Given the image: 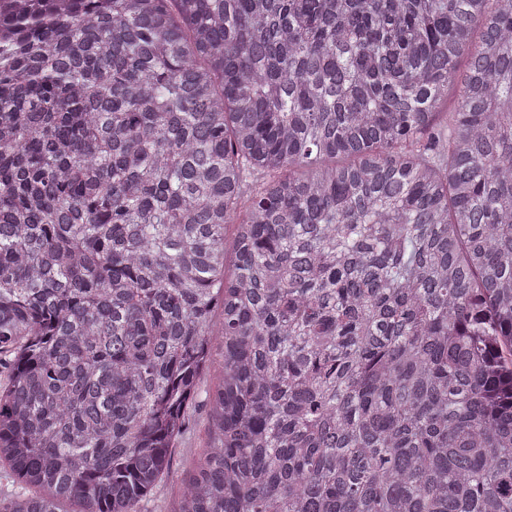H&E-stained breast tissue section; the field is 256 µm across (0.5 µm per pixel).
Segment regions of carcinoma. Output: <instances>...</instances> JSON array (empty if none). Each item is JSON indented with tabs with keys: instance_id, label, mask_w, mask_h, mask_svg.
Here are the masks:
<instances>
[{
	"instance_id": "1",
	"label": "carcinoma",
	"mask_w": 512,
	"mask_h": 512,
	"mask_svg": "<svg viewBox=\"0 0 512 512\" xmlns=\"http://www.w3.org/2000/svg\"><path fill=\"white\" fill-rule=\"evenodd\" d=\"M3 358L0 512H143L215 365L177 512H512V0H0Z\"/></svg>"
}]
</instances>
